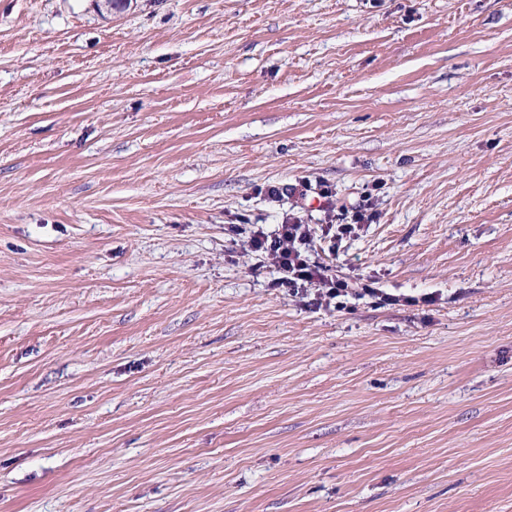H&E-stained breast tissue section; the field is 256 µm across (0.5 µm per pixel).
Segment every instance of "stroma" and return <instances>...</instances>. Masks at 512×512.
<instances>
[{
  "label": "stroma",
  "mask_w": 512,
  "mask_h": 512,
  "mask_svg": "<svg viewBox=\"0 0 512 512\" xmlns=\"http://www.w3.org/2000/svg\"><path fill=\"white\" fill-rule=\"evenodd\" d=\"M0 512H512V0H0ZM309 193L317 194V197L321 201V208L326 212H329L332 208V192L328 189H319L317 192H313L311 185L307 182H299L298 184L288 185V198H297L305 200L308 198ZM377 218L378 214L372 209L369 198L365 199L352 211L350 224L337 225V232L330 237V240L332 238L336 240V237L341 239L343 236L351 234L359 226L358 224L374 223ZM295 207L288 210L273 235L258 229L251 237L252 247L265 254L269 266L279 275L274 280L276 285L288 288V292L299 296L308 306L330 307L335 301L334 307L339 311L346 309V302L341 298L353 294L375 298L379 305L412 304V297L388 294L366 284L352 288L348 281L331 274L329 266L312 262L309 251L316 229L303 222Z\"/></svg>",
  "instance_id": "stroma-1"
}]
</instances>
